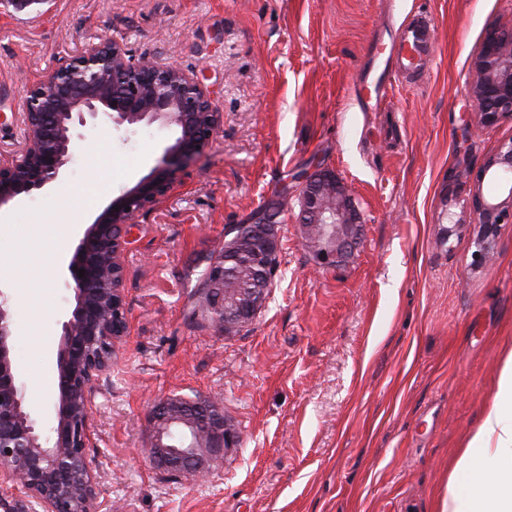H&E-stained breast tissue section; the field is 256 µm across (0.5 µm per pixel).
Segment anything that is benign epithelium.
Segmentation results:
<instances>
[{"mask_svg": "<svg viewBox=\"0 0 512 512\" xmlns=\"http://www.w3.org/2000/svg\"><path fill=\"white\" fill-rule=\"evenodd\" d=\"M475 79L470 95L478 123L491 129L512 119V29H486L472 59ZM105 117L115 126L145 123L179 130L159 164L133 187L113 199L88 225L67 264L75 306L62 324L57 356V400L51 435L35 431L23 407L22 387L13 372L11 311L0 293V482L24 495L20 505L0 498V512H102L103 501L86 449L92 443L91 390L112 366L117 347L128 335L123 257L135 217L168 195L183 169L209 146L222 115L197 73L161 58H134L126 43L104 38L57 60L45 79L27 86L23 147L0 159V207L60 181L82 137L75 133L88 120ZM493 177L504 187L501 198H488L483 182ZM299 223L305 234L317 226L314 252L321 267L351 258L362 236V217L350 190L335 173L320 169L305 177ZM512 222V141L484 163L469 189V199L445 238L465 226L478 228L475 267L492 259L498 225ZM258 231L277 228L276 213L257 210L247 220ZM224 231V252L209 267L204 293L219 320L242 327L262 307L271 276L263 255L262 287L246 300L224 297V262L247 240ZM84 276H78V270ZM240 445L237 430L224 424L223 403L211 399L166 398L152 409V463L175 475H198L211 468L228 448Z\"/></svg>", "mask_w": 512, "mask_h": 512, "instance_id": "obj_1", "label": "benign epithelium"}]
</instances>
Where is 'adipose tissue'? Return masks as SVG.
Segmentation results:
<instances>
[{"instance_id":"ef3b65f1","label":"adipose tissue","mask_w":512,"mask_h":512,"mask_svg":"<svg viewBox=\"0 0 512 512\" xmlns=\"http://www.w3.org/2000/svg\"><path fill=\"white\" fill-rule=\"evenodd\" d=\"M440 512H512V351L481 425L453 466Z\"/></svg>"}]
</instances>
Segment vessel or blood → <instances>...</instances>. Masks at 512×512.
I'll return each instance as SVG.
<instances>
[{"label": "vessel or blood", "mask_w": 512, "mask_h": 512, "mask_svg": "<svg viewBox=\"0 0 512 512\" xmlns=\"http://www.w3.org/2000/svg\"><path fill=\"white\" fill-rule=\"evenodd\" d=\"M433 27L426 15L408 12L401 24V34L393 43L385 66L375 81L361 80L357 91L375 101H383L394 82L424 70Z\"/></svg>", "instance_id": "vessel-or-blood-1"}]
</instances>
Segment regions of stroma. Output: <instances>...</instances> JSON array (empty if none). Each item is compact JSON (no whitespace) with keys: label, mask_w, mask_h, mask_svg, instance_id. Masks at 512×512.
Masks as SVG:
<instances>
[{"label":"stroma","mask_w":512,"mask_h":512,"mask_svg":"<svg viewBox=\"0 0 512 512\" xmlns=\"http://www.w3.org/2000/svg\"><path fill=\"white\" fill-rule=\"evenodd\" d=\"M435 28L424 73L371 108L354 94L380 73L410 9ZM512 0H0V156L24 143L29 82L100 38L195 71L223 122L181 181L135 219L124 255L130 334L94 386L87 456L106 512H440L454 460L512 349V223L472 266L476 232L445 237L477 173L512 139L478 126L469 94L486 27ZM86 143L49 191L0 211V293L11 356L41 434L54 423L65 269L45 280L34 241L63 240L158 164L177 133L143 123L82 127ZM335 170L363 219L355 254L319 267L296 222L305 176ZM277 204L279 265L237 335L193 320L224 227ZM27 301H19L17 291ZM212 398L241 435L209 474L149 460L153 404Z\"/></svg>","instance_id":"1"}]
</instances>
